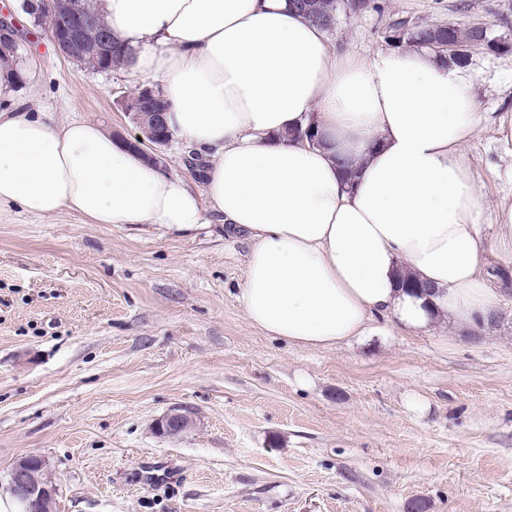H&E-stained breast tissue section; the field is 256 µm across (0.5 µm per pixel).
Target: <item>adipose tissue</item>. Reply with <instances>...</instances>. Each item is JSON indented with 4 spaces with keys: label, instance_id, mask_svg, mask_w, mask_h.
<instances>
[{
    "label": "adipose tissue",
    "instance_id": "1",
    "mask_svg": "<svg viewBox=\"0 0 512 512\" xmlns=\"http://www.w3.org/2000/svg\"><path fill=\"white\" fill-rule=\"evenodd\" d=\"M102 13L135 50L130 71L159 81L174 137L209 155L205 197L97 124L18 111L0 113V203L183 233L212 214L251 245L249 323L305 349L383 320L460 331L496 314L482 226L512 247V195L485 209L463 151L487 119L471 70L425 48L339 52L285 0H102ZM310 122L321 146L289 137Z\"/></svg>",
    "mask_w": 512,
    "mask_h": 512
}]
</instances>
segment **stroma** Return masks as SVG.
<instances>
[{"instance_id": "obj_1", "label": "stroma", "mask_w": 512, "mask_h": 512, "mask_svg": "<svg viewBox=\"0 0 512 512\" xmlns=\"http://www.w3.org/2000/svg\"><path fill=\"white\" fill-rule=\"evenodd\" d=\"M329 35L360 57L397 22L489 26L512 42V0H378ZM20 109L131 138V72L64 59L30 36ZM482 111L512 113V52L477 48ZM465 152L486 203L512 192V146L484 124ZM249 244L203 225L92 224L0 205V496L37 454L58 512H512V291L483 330L393 324L305 350L249 325ZM196 416L168 437L171 409Z\"/></svg>"}]
</instances>
